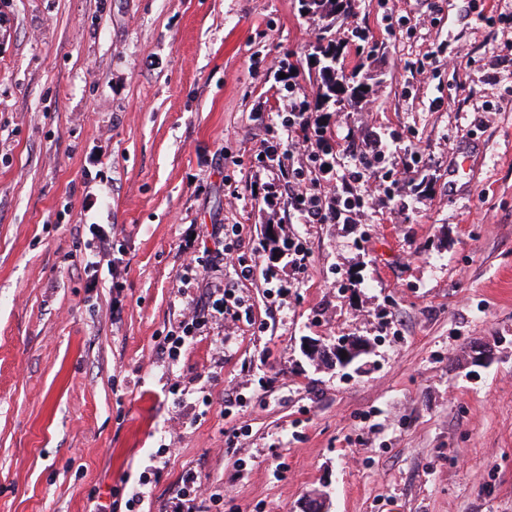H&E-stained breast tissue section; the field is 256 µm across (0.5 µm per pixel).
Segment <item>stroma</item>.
Wrapping results in <instances>:
<instances>
[{
	"mask_svg": "<svg viewBox=\"0 0 512 512\" xmlns=\"http://www.w3.org/2000/svg\"><path fill=\"white\" fill-rule=\"evenodd\" d=\"M496 2L352 0L328 31L299 0H0V512H126L163 445L153 512L188 471L222 512L313 496L512 512V65L492 64L512 25L490 21ZM324 34L365 97L323 102ZM293 66L337 164L401 132L414 151L377 175L427 192L351 224L268 209L255 180ZM88 194L102 208L82 212ZM91 224L124 259L117 320L111 288L86 286ZM215 224L243 227L251 316L210 324L171 366L156 347L206 292L180 294L179 245ZM284 239L305 243L306 271ZM348 336L370 350L347 367L304 350Z\"/></svg>",
	"mask_w": 512,
	"mask_h": 512,
	"instance_id": "1",
	"label": "stroma"
}]
</instances>
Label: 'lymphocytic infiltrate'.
Returning <instances> with one entry per match:
<instances>
[{"instance_id": "lymphocytic-infiltrate-1", "label": "lymphocytic infiltrate", "mask_w": 512, "mask_h": 512, "mask_svg": "<svg viewBox=\"0 0 512 512\" xmlns=\"http://www.w3.org/2000/svg\"><path fill=\"white\" fill-rule=\"evenodd\" d=\"M299 77V72L289 71L288 111L271 124L262 156L265 171L287 170L293 183L292 192L282 195L277 182H264L260 188L265 201L272 206L288 204L301 224H336L363 212L375 199L390 202L401 196L407 187V181L402 177L392 179L379 192L364 185L366 178L386 159L383 145L370 143L363 151L354 154L353 164L343 177L337 172L332 152L314 151V144L326 142L328 130L320 115L311 112L306 98L299 95ZM301 152L306 153L309 167H293L295 155ZM88 230L91 237L85 243L82 256L87 288H97L105 275L109 276L112 288H120L122 260L112 254L111 225L92 224ZM181 253L185 261L179 273L180 280L186 284L204 281L207 293L205 303L189 301L182 320L160 343V352L172 363L210 322L249 314V306L238 293L237 281L250 278L254 272L252 266L242 263L237 268V281L213 282L209 279L208 267L202 265L196 255L193 239H185Z\"/></svg>"}]
</instances>
